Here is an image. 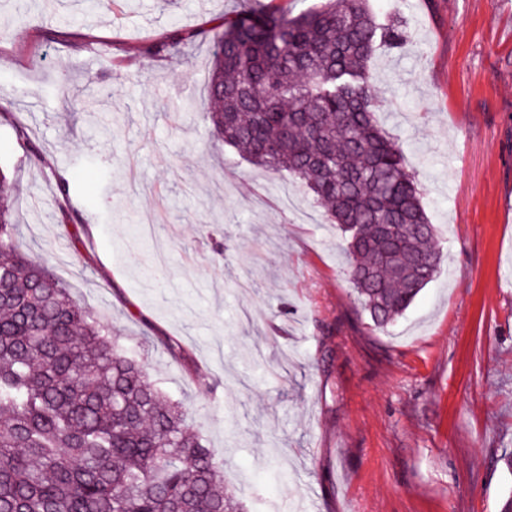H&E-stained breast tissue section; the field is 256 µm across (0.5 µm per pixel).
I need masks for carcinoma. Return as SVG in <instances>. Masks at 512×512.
<instances>
[{
    "instance_id": "carcinoma-1",
    "label": "carcinoma",
    "mask_w": 512,
    "mask_h": 512,
    "mask_svg": "<svg viewBox=\"0 0 512 512\" xmlns=\"http://www.w3.org/2000/svg\"><path fill=\"white\" fill-rule=\"evenodd\" d=\"M370 0L267 5L212 28L211 135L302 182L346 240L349 280L377 330L433 280L440 254L397 138L378 125L371 61L402 40ZM194 34L150 43L165 58ZM0 209V512H245L183 402L19 241Z\"/></svg>"
}]
</instances>
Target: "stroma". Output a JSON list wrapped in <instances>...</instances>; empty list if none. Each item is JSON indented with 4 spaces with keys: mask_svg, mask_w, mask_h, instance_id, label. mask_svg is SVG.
Segmentation results:
<instances>
[{
    "mask_svg": "<svg viewBox=\"0 0 512 512\" xmlns=\"http://www.w3.org/2000/svg\"><path fill=\"white\" fill-rule=\"evenodd\" d=\"M256 4L0 0V169L25 248L186 404L249 512L314 498L321 512H500L512 496V0H371L407 35L372 62L376 119L402 145L442 255L384 331L305 187L208 135L204 31ZM192 30L168 58L144 52Z\"/></svg>",
    "mask_w": 512,
    "mask_h": 512,
    "instance_id": "stroma-1",
    "label": "stroma"
}]
</instances>
